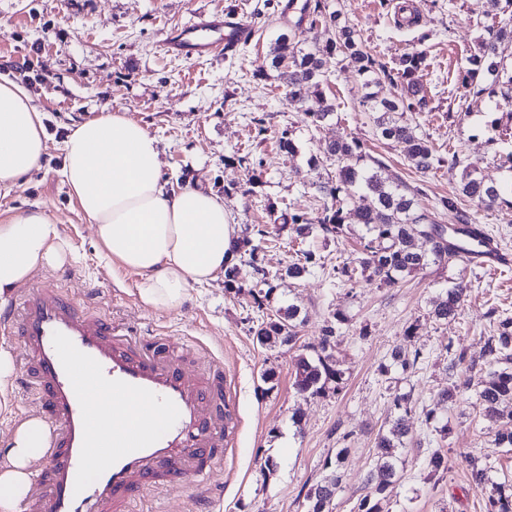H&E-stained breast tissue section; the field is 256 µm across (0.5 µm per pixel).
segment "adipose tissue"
<instances>
[{"label": "adipose tissue", "mask_w": 512, "mask_h": 512, "mask_svg": "<svg viewBox=\"0 0 512 512\" xmlns=\"http://www.w3.org/2000/svg\"><path fill=\"white\" fill-rule=\"evenodd\" d=\"M61 175L93 226L98 243L141 275V300L171 311L192 285L217 279L235 263L238 228L224 202L188 184L168 189L158 141L123 113L103 111L65 137ZM46 151L43 113L22 83L0 75V194L38 169ZM65 261L56 224L39 206L0 220V302L43 267ZM38 418L16 419L0 464V512H14L29 492L31 467L45 453Z\"/></svg>", "instance_id": "1"}]
</instances>
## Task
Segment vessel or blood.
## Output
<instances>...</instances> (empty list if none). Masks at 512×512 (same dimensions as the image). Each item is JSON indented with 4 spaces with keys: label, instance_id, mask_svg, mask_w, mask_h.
Wrapping results in <instances>:
<instances>
[{
    "label": "vessel or blood",
    "instance_id": "1",
    "mask_svg": "<svg viewBox=\"0 0 512 512\" xmlns=\"http://www.w3.org/2000/svg\"><path fill=\"white\" fill-rule=\"evenodd\" d=\"M238 18H197L171 32L167 52L220 55L249 42ZM471 263L508 266L487 238ZM36 415L49 428L24 512H136L150 489L203 480L224 465L238 412L224 398V367L200 343L148 339L119 328L104 304L35 276L0 315Z\"/></svg>",
    "mask_w": 512,
    "mask_h": 512
}]
</instances>
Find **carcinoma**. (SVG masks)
<instances>
[{"mask_svg":"<svg viewBox=\"0 0 512 512\" xmlns=\"http://www.w3.org/2000/svg\"><path fill=\"white\" fill-rule=\"evenodd\" d=\"M512 47V38L505 39V33L489 31V37L479 40L474 51L466 58L462 85L476 95L486 91L484 83L505 84V98L512 99V72L502 76L505 67L498 62ZM338 54L348 59L357 73L368 77L365 86L378 83L369 78L377 73L376 61L369 55L354 35L350 27H336L335 38L322 47L308 51L297 48L292 36L285 33L278 36L273 47V64L286 69L288 78V101L294 106L303 103L311 90L321 85L323 59L326 55ZM422 64L418 52H407L400 56L395 74H387L400 84V92L391 99L380 98L375 92L364 95L362 105L377 114L375 136L379 140L402 148L405 158L416 169L426 172L435 168L441 159L433 149L416 135L414 127L404 120V114L413 112L423 104L421 89L414 75ZM324 157L336 165L335 175L317 188L331 204L324 207L318 218L323 231L339 233L345 224H362L366 234L357 255L334 266L336 279L344 284H355L359 280L397 283L406 275L418 273L431 263L461 260L460 251L472 250L481 246L486 238L483 229L474 225L470 214L458 208L456 197H442L439 205L457 212L458 224L447 228L435 223L429 215L418 207L415 194L401 183L391 181L381 174L383 162L372 159L366 166L367 157L364 144L358 140H336L321 147ZM462 194L485 207L495 205L501 199V189L477 173L476 168L466 165L462 175ZM356 191L365 193L367 204L346 211L341 205L340 195ZM304 263L288 265L286 273L290 278H299L309 267L316 264L313 252H303ZM466 287L459 284L446 291L433 311L438 322H448L457 318L459 305ZM298 309L294 306L272 319L267 318L255 330L259 343L292 344L297 340L296 320ZM338 329L328 325L324 329V342L317 358H302L297 364L295 386L297 390L311 397L319 396L329 380L338 378V373L329 364L332 339ZM482 358L489 367L487 379L477 392V401L487 413L497 412L498 406L512 400V318L499 320L497 335L490 336L482 349ZM395 409L400 415L392 420L388 432L378 441L377 461L366 479L370 493L363 497L357 512H379L378 504L371 499L383 495L396 477L398 445L407 434L404 414L411 411V397L406 393L393 398ZM425 467L431 478L448 472V457L439 449L428 452ZM339 488V476L332 473L325 480L313 486L307 498L311 502L310 512H326ZM485 512H512V499L505 496L487 498Z\"/></svg>","mask_w":512,"mask_h":512,"instance_id":"carcinoma-1","label":"carcinoma"}]
</instances>
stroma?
<instances>
[{
	"label": "stroma",
	"instance_id": "35a3bbf8",
	"mask_svg": "<svg viewBox=\"0 0 512 512\" xmlns=\"http://www.w3.org/2000/svg\"><path fill=\"white\" fill-rule=\"evenodd\" d=\"M328 11L354 28L378 62L394 67L407 52H423L416 78L426 96L406 120L441 162L416 170L400 147L378 140L374 115L360 101L364 80L348 62L326 58L319 92L301 106L288 102V84L272 66L277 37L293 32L299 47L325 43L329 19L310 25L284 0H0V73L22 79L45 114L48 150L39 170L0 196V219L39 205L61 230L66 263L58 268L63 287L86 298L110 289L113 319L147 336L167 333L178 341L197 338L224 363L225 395L241 419L224 468L203 483L148 491L140 512H199L207 496L209 512H309L307 494L330 472L339 490L330 512H353L368 493L366 475L377 458L376 442L397 415L398 393L413 397L405 417L408 436L399 451L398 479L378 501L380 512H484L489 493L512 497V448L498 444L499 421L483 415L476 389L486 376L480 353L498 321L512 317V267L479 268L466 263L433 264L394 285L359 281L344 284L333 267L359 248L365 228L344 225L340 234L313 226L299 236L282 213L318 218L325 199L317 182L333 176L328 164H312L320 144L358 139L385 164L382 176L415 191L421 208L438 223L457 215L436 209L441 197L458 196L467 211L502 246L512 251V111L501 93L465 96L462 69L476 42L489 29L512 30L506 0H325ZM416 10L415 25L399 22L401 6ZM239 15L253 30L251 41L228 56L169 57L160 43L166 30L200 15ZM332 106V117L312 125L311 113ZM122 112L154 136L161 149L168 187L197 184L224 201L242 242L258 247L257 265L242 264L239 288L218 279L196 285L180 308L159 311L139 297L141 277L121 267L98 245L92 226L59 174L60 144L73 123L102 109ZM289 134L295 154L280 151ZM458 154L504 193L490 208L460 194L461 168H449ZM313 251L316 265L305 277L284 274L288 263ZM468 286L455 321L442 324L431 314L448 288ZM272 293L264 307L254 294ZM296 305L298 340L291 345L259 344L255 331L266 315ZM338 323L331 355L341 373L312 398L294 386L299 357L313 356L324 328ZM402 347L415 365L402 369L391 353ZM464 354L449 369V352ZM275 377L264 381L265 370ZM460 382L452 406L436 408L438 393ZM436 408L437 422L425 413ZM448 456V472L428 478L422 460L428 450ZM488 469L485 490L469 485V457ZM277 466L265 471V458ZM338 469H330V462Z\"/></svg>",
	"mask_w": 512,
	"mask_h": 512
}]
</instances>
